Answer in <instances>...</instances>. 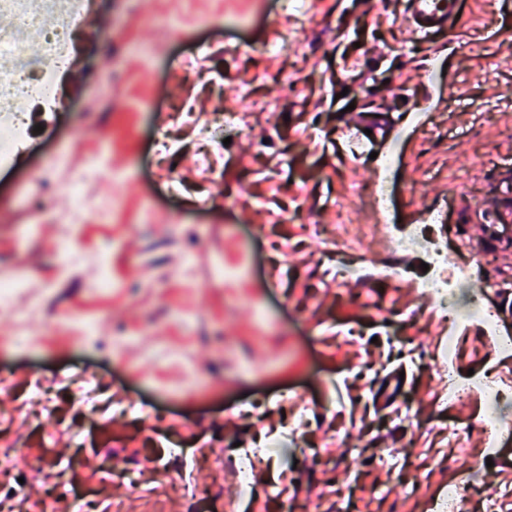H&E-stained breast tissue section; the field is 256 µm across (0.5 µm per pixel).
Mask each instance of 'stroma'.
I'll return each mask as SVG.
<instances>
[{"mask_svg":"<svg viewBox=\"0 0 512 512\" xmlns=\"http://www.w3.org/2000/svg\"><path fill=\"white\" fill-rule=\"evenodd\" d=\"M405 8V0H97L93 12L111 34L87 25L63 100L36 117L17 163L0 167V273L48 291L40 312L27 313L22 298L14 312L0 311V340L21 328L42 339L32 351H0V448L45 461L35 472L0 470V512L48 501L72 512L67 480L85 494L83 512L133 502L138 481L157 486V512H340L348 501L355 512H425L444 479L461 480L472 499L506 489L475 458L483 405L439 399L432 298L377 275L387 258L377 218L348 189L375 181L374 153L394 152L402 221L445 209L449 250L480 271L485 305L512 326L501 286L512 258L474 230L483 200L512 186V0H466L455 33L429 43L407 35ZM111 58L118 73L105 110L90 89ZM452 83L460 97H449ZM247 98L276 107L254 113L252 135L205 168L195 130L181 129L176 112L206 99L236 111ZM371 110L395 124L396 144L344 154L341 128ZM165 133L183 147L159 159L152 143ZM60 149L70 166L49 168ZM94 155L112 173L88 186L73 248L109 256L106 292L89 288L85 260L67 278L56 272V241L76 211L64 187ZM130 165L137 177L124 175ZM173 175L182 194L168 189ZM37 179L55 219L31 241L24 190ZM104 199L112 209L102 218L95 208ZM341 209L363 267L342 286L324 254ZM215 264L234 272L220 288L206 283ZM131 331L134 341L115 349L114 336ZM507 362L485 355L480 336L455 341L459 375L494 377ZM189 369L205 389L170 397ZM89 396L101 408L93 424L72 409ZM286 432L303 445L294 462L274 456L243 494L229 448ZM349 443L348 460L340 450ZM179 448L206 456L190 472L202 491L193 506L146 468L159 453L178 464ZM107 458L127 481L103 479Z\"/></svg>","mask_w":512,"mask_h":512,"instance_id":"35a3bbf8","label":"stroma"}]
</instances>
